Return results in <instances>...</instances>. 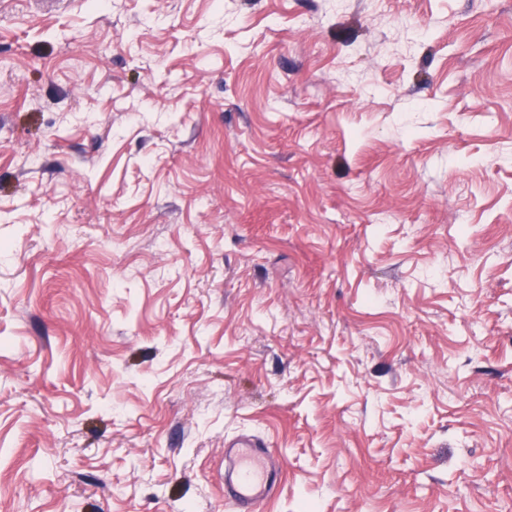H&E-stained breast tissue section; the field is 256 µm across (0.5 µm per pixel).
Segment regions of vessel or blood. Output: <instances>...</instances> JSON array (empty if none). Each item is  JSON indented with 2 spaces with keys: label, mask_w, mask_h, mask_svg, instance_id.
<instances>
[{
  "label": "vessel or blood",
  "mask_w": 512,
  "mask_h": 512,
  "mask_svg": "<svg viewBox=\"0 0 512 512\" xmlns=\"http://www.w3.org/2000/svg\"><path fill=\"white\" fill-rule=\"evenodd\" d=\"M224 454L230 463L224 483V501L232 512H259L271 497L279 465L270 449L254 437L228 443Z\"/></svg>",
  "instance_id": "1"
}]
</instances>
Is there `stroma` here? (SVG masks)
Wrapping results in <instances>:
<instances>
[{
    "instance_id": "stroma-1",
    "label": "stroma",
    "mask_w": 512,
    "mask_h": 512,
    "mask_svg": "<svg viewBox=\"0 0 512 512\" xmlns=\"http://www.w3.org/2000/svg\"><path fill=\"white\" fill-rule=\"evenodd\" d=\"M512 512V0H0V512ZM230 467L224 483V502L234 512H258L272 496L279 464L269 448L254 437L226 443Z\"/></svg>"
}]
</instances>
